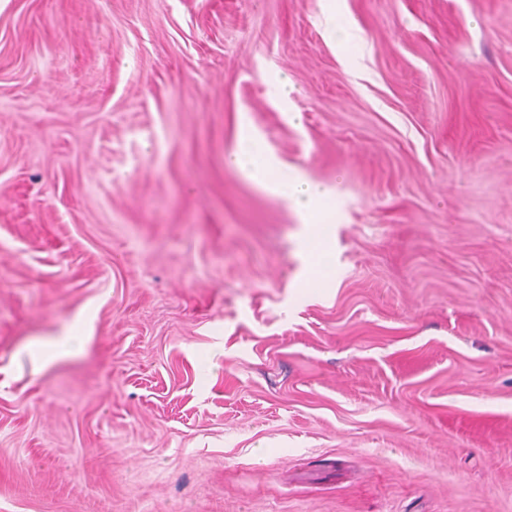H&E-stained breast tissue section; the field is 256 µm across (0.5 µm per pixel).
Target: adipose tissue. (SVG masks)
<instances>
[{"label": "adipose tissue", "instance_id": "adipose-tissue-1", "mask_svg": "<svg viewBox=\"0 0 512 512\" xmlns=\"http://www.w3.org/2000/svg\"><path fill=\"white\" fill-rule=\"evenodd\" d=\"M227 163L280 199L302 224L304 274L295 284L296 296L304 297L314 288L334 287L329 273L331 238L328 228L336 222L340 212L335 190L282 163L246 126L241 128Z\"/></svg>", "mask_w": 512, "mask_h": 512}]
</instances>
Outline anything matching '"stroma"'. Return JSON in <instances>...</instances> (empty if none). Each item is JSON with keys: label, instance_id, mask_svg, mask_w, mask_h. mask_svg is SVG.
Wrapping results in <instances>:
<instances>
[{"label": "stroma", "instance_id": "stroma-1", "mask_svg": "<svg viewBox=\"0 0 512 512\" xmlns=\"http://www.w3.org/2000/svg\"><path fill=\"white\" fill-rule=\"evenodd\" d=\"M0 512H512V0H0ZM226 161L280 199L295 213L298 224H302L304 274L294 285L295 295L302 299L312 288L335 287L328 269L331 257L328 227L336 223L340 212L336 191L282 163L247 125L241 127Z\"/></svg>", "mask_w": 512, "mask_h": 512}]
</instances>
